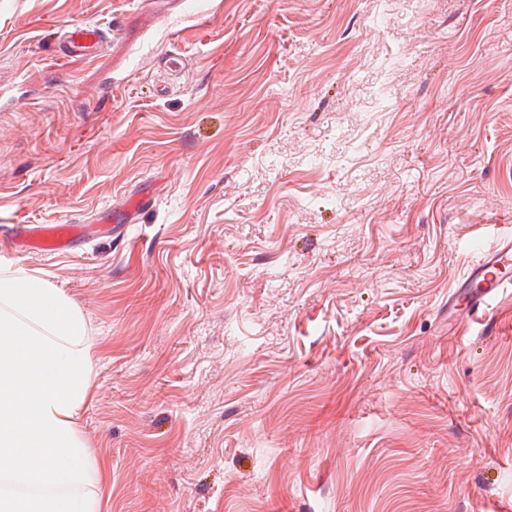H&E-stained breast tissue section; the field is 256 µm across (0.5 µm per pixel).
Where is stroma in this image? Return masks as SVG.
Instances as JSON below:
<instances>
[{
	"label": "stroma",
	"mask_w": 512,
	"mask_h": 512,
	"mask_svg": "<svg viewBox=\"0 0 512 512\" xmlns=\"http://www.w3.org/2000/svg\"><path fill=\"white\" fill-rule=\"evenodd\" d=\"M178 2L0 0V225L151 202L0 258L89 323L100 512H512V288L448 306L512 233V0H215L173 46ZM107 36V30L92 23H74L64 28L57 39L72 54L88 56L100 48Z\"/></svg>",
	"instance_id": "obj_1"
}]
</instances>
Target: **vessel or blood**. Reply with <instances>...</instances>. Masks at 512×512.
<instances>
[{"label": "vessel or blood", "mask_w": 512, "mask_h": 512, "mask_svg": "<svg viewBox=\"0 0 512 512\" xmlns=\"http://www.w3.org/2000/svg\"><path fill=\"white\" fill-rule=\"evenodd\" d=\"M178 18L164 21L162 30L176 44L190 29L212 26L217 19L210 0H181ZM107 36L103 26L74 23L64 28L58 40L72 54L87 56L100 48ZM111 212H103L89 224H11L0 230V250L11 253L66 255L91 237L108 233ZM512 287V234L498 241L479 261L470 265L448 297L449 308L459 306L475 312L488 306L501 291Z\"/></svg>", "instance_id": "1"}]
</instances>
